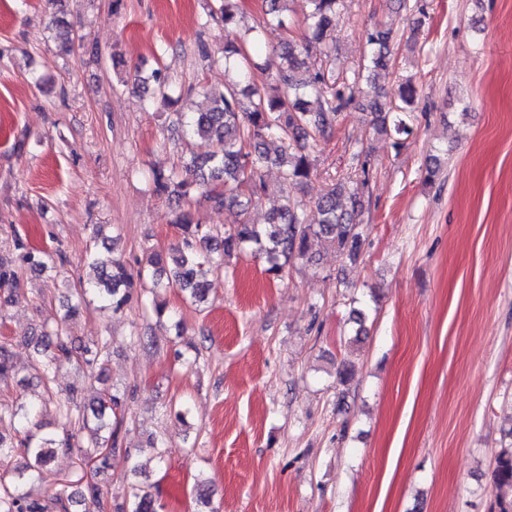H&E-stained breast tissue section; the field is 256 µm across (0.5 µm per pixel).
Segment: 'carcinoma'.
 <instances>
[{"label":"carcinoma","mask_w":512,"mask_h":512,"mask_svg":"<svg viewBox=\"0 0 512 512\" xmlns=\"http://www.w3.org/2000/svg\"><path fill=\"white\" fill-rule=\"evenodd\" d=\"M241 0H220V20L224 22V87L206 91L212 105L206 112H180L178 120L184 130L199 141V153L189 162L168 171H152L156 191L177 201L189 195L194 185H220L223 191L215 195L217 204L228 210L237 209L242 219L224 232V237L194 222L188 211H181L173 220L180 230V240L164 255L152 252L146 264L132 270L120 257L106 256L98 250L88 259L96 271V281L77 292L83 299L92 293L102 307L119 312L137 292L156 293L158 288H176L194 303L203 302L214 286V278L224 268V258L250 253L265 260V272L276 279L286 268L299 260L313 259V246L326 242L340 257L354 258L363 241V227L357 222L363 209L358 190L350 186L366 183L369 161L361 165V173L344 176L330 184L315 203L319 220L306 219L305 204L286 199L272 211L267 223L251 224L243 219L253 200L262 196L266 185L265 169L270 164L281 168L284 185L306 183L314 171V159L309 143L330 134L340 111L352 97L336 90L325 97L324 77L316 73L305 80L296 78L304 65L303 46L288 40L273 56H261L262 43L258 30L251 27L239 33ZM269 22L285 29L290 25L286 15L289 0H265ZM304 23L314 44L324 43L327 33L336 26V12L341 0H304ZM392 32L375 28L367 33L371 47L372 68L387 66ZM274 71L272 82L259 86L257 73ZM417 89L412 81L402 84L399 103L388 107L374 103L371 112L374 131L401 145L412 132L410 126ZM15 249L32 272L40 274L54 267L60 252L31 251L21 239ZM0 286L11 291L24 287L16 271L0 263ZM33 351L41 369L44 394L38 400L15 404L0 403V420L9 418L20 424L29 423L54 403L62 421V435H39L25 430L14 437L0 434V467L21 451L28 458L25 469L11 473L0 481V512H70L72 504H91L95 512H104L101 489L86 483L83 490L66 494L61 490L47 504L23 487L32 483L35 473L59 446L81 448L79 459L92 462L93 469L103 471L111 460L121 455L137 472L139 464L131 449L120 436L126 393L105 389L97 404L82 407L70 396L53 399L51 383L56 372L72 364L85 377L102 380L108 358L107 338L102 336L94 350H85L91 357L78 358V350L68 335L65 322L56 324L53 332L32 337ZM511 441L503 443L495 454L492 471L496 488H512ZM132 508L129 512H159L150 490L131 486Z\"/></svg>","instance_id":"obj_1"}]
</instances>
